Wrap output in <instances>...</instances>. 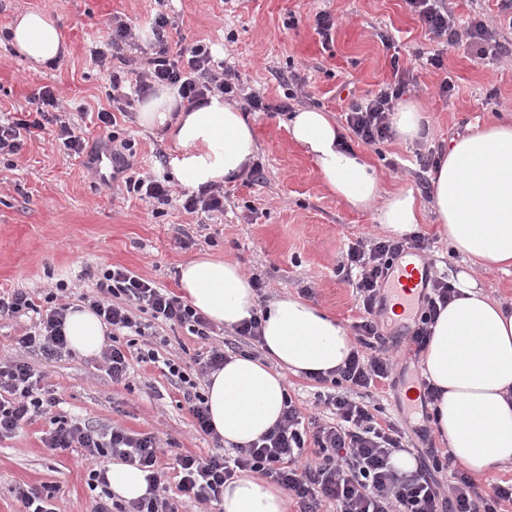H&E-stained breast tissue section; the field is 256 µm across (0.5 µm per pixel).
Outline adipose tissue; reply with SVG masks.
Returning a JSON list of instances; mask_svg holds the SVG:
<instances>
[{
  "instance_id": "obj_1",
  "label": "adipose tissue",
  "mask_w": 512,
  "mask_h": 512,
  "mask_svg": "<svg viewBox=\"0 0 512 512\" xmlns=\"http://www.w3.org/2000/svg\"><path fill=\"white\" fill-rule=\"evenodd\" d=\"M11 44L27 61L46 66L67 47L57 23L34 10L10 28ZM142 128L163 132L173 171L190 187L220 185L241 175L257 153L253 124L221 95L184 107L177 87L161 85L139 104ZM292 139L313 159L325 188L355 211L373 210L382 231L400 239L434 219L451 250L471 266L512 271V122L500 121L450 140L429 173V202L413 191H385L361 152L343 148L342 131L328 113L306 109L288 120ZM184 298L210 321L234 327L260 315L262 357L229 355L207 378L213 428L228 447H246L272 430L288 400V376L329 374L354 349L347 328L313 302L287 292L259 307L251 277L240 265L202 252L180 267ZM456 296L432 328L424 374L441 391L433 427L453 463L481 474L512 463V303L487 295L468 273H458ZM70 348L97 354L105 324L87 307L70 308ZM116 500L146 495V471L115 461L107 470ZM223 512H290L286 491L258 473L224 485Z\"/></svg>"
}]
</instances>
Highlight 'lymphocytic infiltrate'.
I'll return each mask as SVG.
<instances>
[{
	"label": "lymphocytic infiltrate",
	"instance_id": "lymphocytic-infiltrate-1",
	"mask_svg": "<svg viewBox=\"0 0 512 512\" xmlns=\"http://www.w3.org/2000/svg\"><path fill=\"white\" fill-rule=\"evenodd\" d=\"M407 2L433 38L451 46L457 44L455 21L444 0ZM167 25L165 15L154 18L155 52L147 70L139 73L128 92H121L123 79L120 73H113L112 108L97 112L100 126L116 125L118 115L127 114L135 98L144 97L156 83L178 86L181 97L195 106L211 93H238L235 72L215 70L206 42L170 52L165 37ZM408 90V80L401 78L351 106L346 122L358 142L374 145L392 136L390 114ZM33 102L34 109L24 117L0 119V155L17 154L24 136L40 135L50 121L51 111L59 107L58 98L46 87L34 94ZM423 247L424 241L418 236L404 240L375 237L349 246L347 261L359 270L354 288L362 312L360 320L352 325L356 346L333 377H318L321 389L315 394V414L302 416L290 402L271 431L248 447L237 448L234 456H176L181 474L179 488L184 496L199 502H220L225 481L240 473L258 471L286 489L299 512H322L329 503L335 504L336 512H504L512 503V484L495 483L482 490L461 469L454 473L451 484H442L437 475L447 464L436 449H425L413 472L397 471L391 457L408 450L409 440L397 424L380 425L373 412V389L388 381L398 364L377 319L383 287L394 260L406 250ZM66 290L65 284H57L54 291L46 293L41 306L26 289L0 291V318H34L28 331L16 340L20 356L0 362V438L11 437L34 418L50 416L53 428L44 439L46 446L60 451L84 449L90 461L87 484L94 489L106 483V459L116 457L151 469L162 448L150 434H131L53 416L57 400L42 386L41 374L27 357L33 353L52 362L70 356L64 332L68 307L57 301ZM451 292L447 279H428L420 315L407 336L414 355L426 350L431 327ZM81 300L114 330H126L142 338L149 329L148 322L141 320L145 314L150 320L186 327L206 349L200 366L204 375L223 367L228 353L254 347L260 339L261 321L255 317L235 328L234 339L214 343V327L205 316L180 296L124 267L105 270L92 293L82 295ZM157 360V351L148 344L134 351L112 344L104 352L107 372L117 383L127 379L134 364ZM309 446L314 449L310 456L305 453Z\"/></svg>",
	"mask_w": 512,
	"mask_h": 512
}]
</instances>
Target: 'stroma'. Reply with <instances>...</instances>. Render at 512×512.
Instances as JSON below:
<instances>
[{"instance_id":"obj_1","label":"stroma","mask_w":512,"mask_h":512,"mask_svg":"<svg viewBox=\"0 0 512 512\" xmlns=\"http://www.w3.org/2000/svg\"><path fill=\"white\" fill-rule=\"evenodd\" d=\"M446 5L459 33L455 46L433 39L406 0H0V114L28 110L32 95L49 85L71 121L85 126L89 142L99 143L105 133L96 113L112 102V67L98 65L90 52L106 46L113 24H127L133 38L123 54L130 61L127 78L135 80L151 56L150 21L158 13L169 19V43L207 42L214 60L230 66L245 91L259 92L271 106L249 114L262 179L243 175L224 185V211L209 215L186 213L176 202L153 213L124 188L109 185L110 164L92 171L81 158L65 155L58 124H47L19 154L0 158V290L27 289L40 305L63 281L71 288L63 300L75 305L103 271L123 266L175 293L180 265L209 251L238 261L265 283L269 296L311 289L313 303L352 326L360 316L352 290L358 271L347 268L346 252L379 230L371 212L351 210L326 191L285 120L289 113L316 109L344 125L352 101L393 82L395 70L412 72L406 97L426 114L424 138L404 142L395 137L365 152L386 189H410L425 197L417 154L442 153L449 139L468 127L512 120V57L480 60L466 45L468 25L476 16L512 42V29L499 23L498 0H447ZM25 10L45 11L60 26L68 53L54 65L32 68L11 47L8 27ZM321 11L335 21L328 41L315 29L314 17ZM386 37L391 40L387 46L382 43ZM432 54L442 56L443 69L423 66V58ZM447 78L454 89L444 98L440 85ZM291 90L297 93L292 101L286 98ZM114 132L135 141L133 171L171 173V166L157 159L168 150L162 132L124 116ZM420 234L423 256L438 276L465 270L436 224L425 222ZM378 319L398 344L400 385L374 391L376 418L404 425L418 448L440 447L430 419L406 416L404 386L423 373L406 343L408 325L387 304ZM155 330L153 347L160 358L197 376L195 336L176 324L159 323ZM29 361L42 371L61 415L156 436L163 449L158 473L176 512H220L218 505L184 498L178 489L175 455L205 458L213 443L196 431L181 389L161 367L135 365L128 380L115 383L99 355L75 353L50 364L33 355ZM50 428L48 419L38 417L0 441V512H23L16 488L43 484L58 486L61 512H95L98 494L87 485L83 449L59 453L46 448L43 437Z\"/></svg>"}]
</instances>
